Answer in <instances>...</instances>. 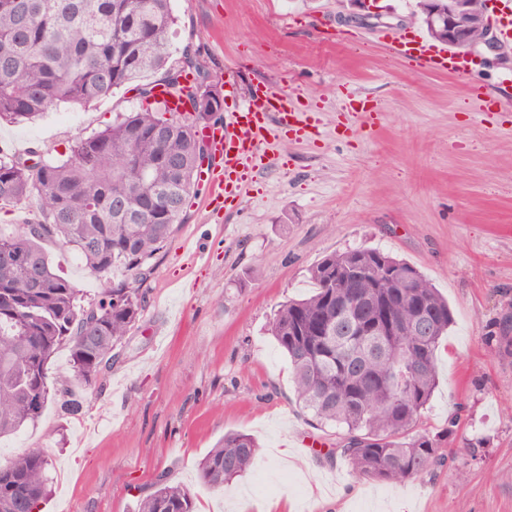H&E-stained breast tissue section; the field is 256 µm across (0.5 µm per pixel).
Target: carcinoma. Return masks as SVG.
I'll list each match as a JSON object with an SVG mask.
<instances>
[{"mask_svg":"<svg viewBox=\"0 0 512 512\" xmlns=\"http://www.w3.org/2000/svg\"><path fill=\"white\" fill-rule=\"evenodd\" d=\"M172 0H0V122L31 120L61 103L87 105L137 87L142 106L82 138L65 159L0 151V211L32 208L34 221L0 231V439L35 423L57 401L75 415L112 367L114 350L144 307L140 284L198 191L206 142L201 129L221 117L217 85L186 45L168 64ZM163 87L185 100L177 113L154 98ZM73 250L102 281L96 302L49 261L44 244ZM313 290L283 303L269 331L288 357L298 405L339 429L341 455L362 477L402 485L448 461V429L420 423L439 384L436 355L453 314L422 272L377 247L321 259ZM428 332L416 335L420 313ZM62 345L71 375L47 382ZM259 444L228 432L199 463L201 481L222 489L253 466ZM51 461L39 449L0 460V512H41ZM138 512H195L189 488L166 477Z\"/></svg>","mask_w":512,"mask_h":512,"instance_id":"cac0c4a2","label":"carcinoma"}]
</instances>
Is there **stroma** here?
Listing matches in <instances>:
<instances>
[{"instance_id": "obj_1", "label": "stroma", "mask_w": 512, "mask_h": 512, "mask_svg": "<svg viewBox=\"0 0 512 512\" xmlns=\"http://www.w3.org/2000/svg\"><path fill=\"white\" fill-rule=\"evenodd\" d=\"M173 57L192 45L231 112L256 88L288 93L310 128L272 131L247 193L220 215L200 185L151 261L145 307L83 410L48 404L0 440V457L45 451L43 512H137L159 476L186 485L197 512H224L198 464L230 431L258 456L231 483L239 512H512V65L461 74L391 54L386 33L421 27L414 0H173ZM492 100L490 111L479 99ZM134 92L0 122V150L65 158L75 142L138 107ZM372 245L416 266L454 323L437 352L440 383L422 427L448 439L445 467L405 485L358 477L331 455V430L296 406L288 361L268 325L307 295L324 256ZM54 268L96 300L101 284L71 250Z\"/></svg>"}]
</instances>
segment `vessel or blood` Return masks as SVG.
Returning a JSON list of instances; mask_svg holds the SVG:
<instances>
[{"label":"vessel or blood","mask_w":512,"mask_h":512,"mask_svg":"<svg viewBox=\"0 0 512 512\" xmlns=\"http://www.w3.org/2000/svg\"><path fill=\"white\" fill-rule=\"evenodd\" d=\"M392 53L410 49L413 58L434 68L458 72L463 61L447 46L430 42L425 37L414 39L413 47H406L401 34L386 35ZM277 114L280 123L300 126L301 114L295 113L287 95L265 89L251 96L238 111L224 115L222 125L203 129L202 134L211 147L213 162L205 174L211 183V200L221 204L239 198L246 189L241 169L245 164L260 161L261 147L267 140V121Z\"/></svg>","instance_id":"obj_1"}]
</instances>
